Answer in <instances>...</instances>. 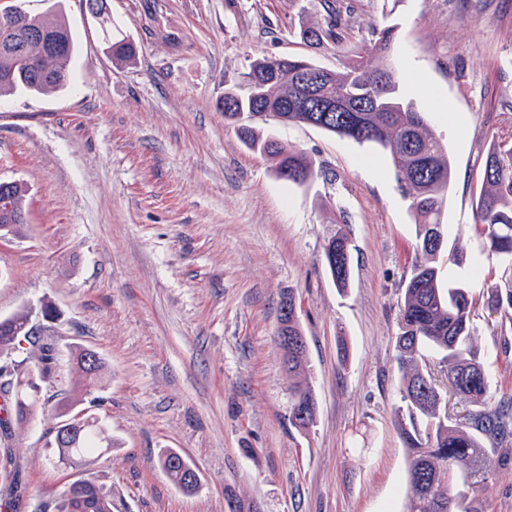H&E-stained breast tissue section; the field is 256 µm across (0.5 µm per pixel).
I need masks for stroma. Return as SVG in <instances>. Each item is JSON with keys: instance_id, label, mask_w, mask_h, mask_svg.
Instances as JSON below:
<instances>
[{"instance_id": "obj_1", "label": "stroma", "mask_w": 512, "mask_h": 512, "mask_svg": "<svg viewBox=\"0 0 512 512\" xmlns=\"http://www.w3.org/2000/svg\"><path fill=\"white\" fill-rule=\"evenodd\" d=\"M61 2L79 50L76 86L0 101V178L24 183L29 223L0 245V316L41 304L57 376L8 444L35 512L69 484L111 488L114 512H227L234 493L261 512H401L408 450L395 336L415 260V225L384 152L308 125H273L310 156V185L279 179L224 121L218 101L249 57L351 58L372 25L396 26L402 90L448 145L446 246L480 258L475 293L500 281L472 195L493 140L512 139V0H107L137 46L118 67L86 0ZM326 30L319 48L300 38ZM448 109L440 111L436 103ZM349 237L348 288L324 245ZM293 295L317 400L307 432L290 422L293 379L274 345ZM487 402L512 396V327L477 308ZM97 351L108 374L84 409L111 448L73 468L47 444L71 387L69 351ZM179 450L200 486L186 494L157 465ZM484 460L487 512H512V469Z\"/></svg>"}]
</instances>
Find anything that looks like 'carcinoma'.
I'll return each mask as SVG.
<instances>
[{
  "label": "carcinoma",
  "mask_w": 512,
  "mask_h": 512,
  "mask_svg": "<svg viewBox=\"0 0 512 512\" xmlns=\"http://www.w3.org/2000/svg\"><path fill=\"white\" fill-rule=\"evenodd\" d=\"M98 25L105 52L115 65L136 56L135 43L112 21L107 0H88ZM394 27L373 29L354 58L341 69L324 67L312 58L256 56L241 73L239 83L224 89L219 108L244 145L273 160L276 175L302 186L317 176L315 165L303 151L263 135L254 123L273 120L283 125L304 124L381 148L388 156L398 187L409 200L416 225V258L404 291L398 319L396 350L405 371L400 389L409 426L401 428L408 448L407 493L403 512H484L479 494L454 492L455 484L473 480L483 491L481 475L487 442L512 440V398L494 405L486 402L489 377L475 345L472 321L476 300L471 289L448 277L443 282L437 259L444 247L443 215L453 168L447 146L428 127L413 103L403 99L401 78L388 62ZM77 45L65 21L61 4L41 15H32L27 0H14V8L0 18V98L16 92L45 94L73 85L72 62ZM314 97L336 103L335 112H312L305 99ZM27 195L17 184L0 192V208L15 212L26 209ZM475 223L490 242L502 269L499 286L488 299V307L512 320V141L493 142L480 173L479 192L473 197ZM326 242L324 257L338 288L349 284L351 252L345 234H334ZM30 320V311L20 310L0 320V359L11 360L20 347L18 329ZM276 350L292 386V426L308 430L316 420L317 401L301 379L306 368L307 342L299 323L288 326V346L278 342ZM33 366L16 361L5 378L14 382V415L0 417V434L12 437L14 426L26 422L39 400L42 384L54 377V347L35 336L27 339ZM441 355L448 385L432 371L418 366L421 350ZM87 348L76 346L69 354V374L76 396L62 403L59 417L76 415L75 407L93 396L105 371L103 359L87 365ZM470 400L477 408L461 417L448 413V397ZM112 447V435L96 418L82 415L69 440L54 439L50 451L54 462L77 465L88 454ZM157 463L170 481L186 493L194 492L199 478L185 481L193 469L174 449H164ZM22 494L17 471H0V509L11 507ZM83 512H112V490L91 481L77 482L56 498L39 506L40 512H72L75 503Z\"/></svg>",
  "instance_id": "cac0c4a2"
}]
</instances>
